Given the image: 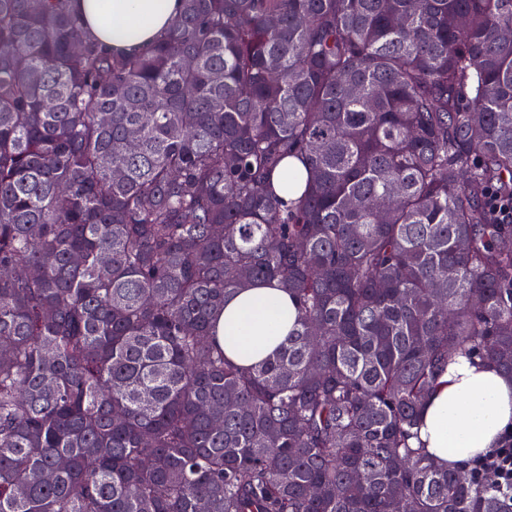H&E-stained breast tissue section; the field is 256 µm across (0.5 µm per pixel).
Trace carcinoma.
<instances>
[{
  "label": "carcinoma",
  "instance_id": "cac0c4a2",
  "mask_svg": "<svg viewBox=\"0 0 512 512\" xmlns=\"http://www.w3.org/2000/svg\"><path fill=\"white\" fill-rule=\"evenodd\" d=\"M507 26L182 0L127 54L0 0V512H512L412 444L455 352L512 374ZM271 281L295 328L238 365L218 316Z\"/></svg>",
  "mask_w": 512,
  "mask_h": 512
}]
</instances>
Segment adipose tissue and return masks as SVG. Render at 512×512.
<instances>
[{"instance_id": "ef3b65f1", "label": "adipose tissue", "mask_w": 512, "mask_h": 512, "mask_svg": "<svg viewBox=\"0 0 512 512\" xmlns=\"http://www.w3.org/2000/svg\"><path fill=\"white\" fill-rule=\"evenodd\" d=\"M112 23L104 25L97 0H75L85 30L126 53L149 47L178 16L182 0H111ZM295 310L276 284L241 290L230 298L216 324V340L241 363L272 354L293 325ZM512 432V377L491 363L458 354L437 380L421 415L419 439L427 453L460 470Z\"/></svg>"}]
</instances>
